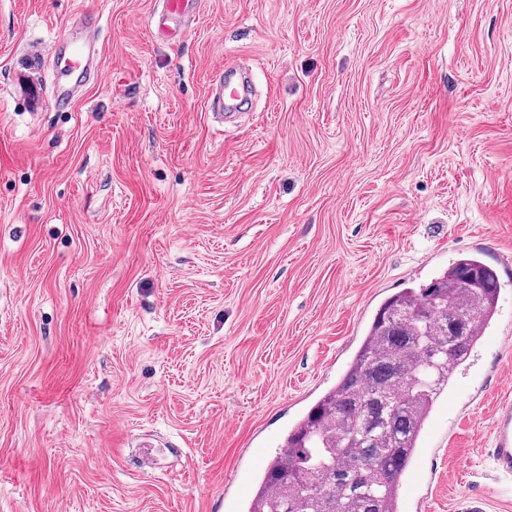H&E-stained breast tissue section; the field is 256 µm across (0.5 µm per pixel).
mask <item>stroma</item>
Here are the masks:
<instances>
[{
	"label": "stroma",
	"mask_w": 512,
	"mask_h": 512,
	"mask_svg": "<svg viewBox=\"0 0 512 512\" xmlns=\"http://www.w3.org/2000/svg\"><path fill=\"white\" fill-rule=\"evenodd\" d=\"M0 0V512H243L381 303L459 254L497 314L402 512H512V0ZM96 19L99 81L26 110L18 58ZM244 62L248 114L214 74ZM158 449L149 463L143 449ZM160 10L150 16L149 29L153 38L170 41L182 36L188 23L196 19L200 0H159ZM249 92L242 68L237 64L227 65L218 72L216 81H212L209 106L222 120L224 111L230 116L241 114L248 104ZM489 432L493 437L491 448L496 468L499 472L512 475V402L504 400L498 411L492 416Z\"/></svg>",
	"instance_id": "35a3bbf8"
}]
</instances>
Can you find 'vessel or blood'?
Here are the masks:
<instances>
[{
	"mask_svg": "<svg viewBox=\"0 0 512 512\" xmlns=\"http://www.w3.org/2000/svg\"><path fill=\"white\" fill-rule=\"evenodd\" d=\"M160 10L149 20L150 34L160 41H170L182 36L190 21L195 20L200 0H159ZM99 44L94 24L75 21L69 34L60 37L55 46L53 66L58 79L51 96H44L43 85L37 74L44 65L43 57L29 52L25 69L17 73L16 81L29 108L42 110L53 105L56 110L69 109L84 85L100 79ZM249 100V85L240 66L227 65L218 72L212 83L209 106L213 112L238 115L243 113ZM489 432L494 446L491 450L499 472L512 475V401L504 400L492 416Z\"/></svg>",
	"mask_w": 512,
	"mask_h": 512,
	"instance_id": "obj_1",
	"label": "vessel or blood"
}]
</instances>
